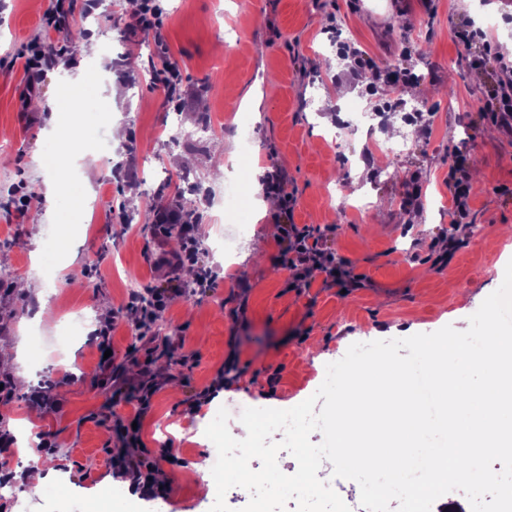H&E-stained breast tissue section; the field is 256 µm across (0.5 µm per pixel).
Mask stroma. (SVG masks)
<instances>
[{"label":"stroma","instance_id":"obj_1","mask_svg":"<svg viewBox=\"0 0 512 512\" xmlns=\"http://www.w3.org/2000/svg\"><path fill=\"white\" fill-rule=\"evenodd\" d=\"M473 0H165L162 37L188 98L166 102L146 66L129 65L141 30L129 29L125 0H104L86 10L71 0L73 33L102 44L101 63L71 57L47 69L28 89L9 52L26 51L41 37L48 0H0V314L5 335L20 348L0 355L12 374L13 396L0 404V428L18 436L32 411L30 395L58 383L60 406L38 413L33 430L55 434L58 448L47 471L54 477L15 489L25 512H66V493L95 499L103 480L122 489L108 512H209L216 496L212 452L204 431L229 400L255 408L289 409L321 385L328 363L351 344L386 340L393 331L411 336L454 323L467 326L460 295L485 299L503 282L512 260V132L483 107L500 77L471 68L458 31L474 29ZM363 55L391 77L368 87L354 61ZM82 75L93 95L110 96L111 123L93 109L71 113V148L96 158L100 176L92 189L71 177V192L84 197L81 213L70 199L45 198L46 161L57 138L46 137L54 98L64 79ZM424 88L425 109L408 123L415 137L391 162L364 163L383 141L380 116L403 113L405 88ZM375 119L344 129L339 144L329 135L343 127L349 104ZM213 130L196 137L199 114ZM246 124L253 139L244 154L231 126ZM468 159L470 214L458 234L448 173L456 155ZM288 172L287 198L264 211L266 174ZM188 173L200 261L213 279L175 297L154 321L147 339L133 322L112 334L110 366L100 364L94 333L112 311L126 305L128 278L143 288L162 284L174 264L173 244L161 225L143 229L144 210L167 178ZM244 179L250 192L241 214L224 208L228 182ZM34 194L32 214L6 219L5 205L19 185ZM296 224L338 259L364 276L361 288L314 282L289 289L278 236L268 225ZM460 247L446 255L450 237ZM38 276L44 301L21 291ZM69 287H62V280ZM45 306L48 322L30 331L28 321ZM91 311L81 335L63 333L66 322ZM184 338L190 360L173 364L169 339ZM237 362L239 377L193 416L185 402L218 370ZM127 382L143 370L158 375L141 439L165 476L163 492L131 497L128 479L112 468L120 441L111 426L130 406L113 398V367ZM28 418V417H27ZM175 449L177 462L161 459Z\"/></svg>","mask_w":512,"mask_h":512}]
</instances>
